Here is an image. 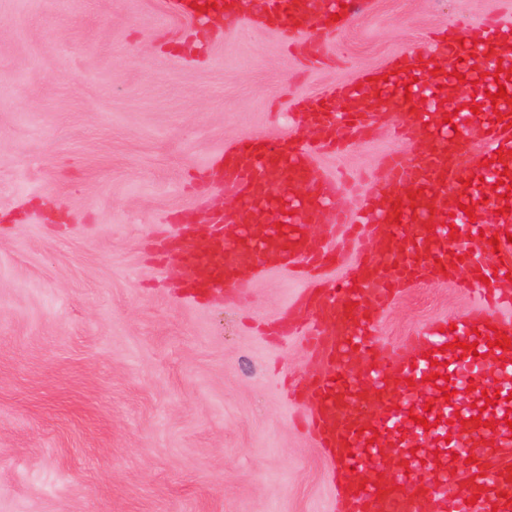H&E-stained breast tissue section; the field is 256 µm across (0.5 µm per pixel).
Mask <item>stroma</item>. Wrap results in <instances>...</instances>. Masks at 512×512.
I'll return each instance as SVG.
<instances>
[{
  "mask_svg": "<svg viewBox=\"0 0 512 512\" xmlns=\"http://www.w3.org/2000/svg\"><path fill=\"white\" fill-rule=\"evenodd\" d=\"M511 7L372 0L318 31L308 68L278 32L170 17L165 0H0V512H330L329 464L285 385L307 346L268 334L312 275L195 299L153 242L177 235L173 214L232 207L207 178L226 144L308 142L304 99ZM393 145L377 124L314 165L364 180ZM470 301L451 282L406 289L379 334Z\"/></svg>",
  "mask_w": 512,
  "mask_h": 512,
  "instance_id": "1",
  "label": "stroma"
}]
</instances>
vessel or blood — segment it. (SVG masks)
<instances>
[{
  "label": "vessel or blood",
  "mask_w": 512,
  "mask_h": 512,
  "mask_svg": "<svg viewBox=\"0 0 512 512\" xmlns=\"http://www.w3.org/2000/svg\"><path fill=\"white\" fill-rule=\"evenodd\" d=\"M368 0H264V25L306 37L311 57L323 46L310 27L346 26ZM474 52L501 61L481 86L497 94L495 112L482 119L449 114L456 98L450 71L465 72L458 53L444 51L445 73L411 51L395 59L389 80L361 78L337 86L309 118L320 136L314 148L246 138L214 160L224 193L241 213L216 216L208 244L198 250L191 229L175 247L194 295L247 294L269 264L281 270L320 269L332 251L310 224L343 227L365 238L364 255L347 260L344 276L326 293L310 290L289 305L279 334L305 336L312 359L294 394L300 426L314 434L337 481L333 512H512V212L487 178L512 171V20L491 17L472 28ZM417 83H409V67ZM409 92L417 111L392 130L403 143L388 155L383 180L373 182L360 207L342 208L345 185L317 174L312 150L341 153L345 143L378 121L377 92ZM398 183L404 196L392 195ZM473 214H466V207ZM498 245H491V238ZM467 268L475 300L463 314L426 326L402 342H381L377 322L405 289ZM505 337L508 348L496 347ZM475 344L462 351L461 343ZM483 372L478 389L458 390L456 376L470 365ZM436 386L421 396L422 380ZM452 389L444 398L443 389ZM424 416L425 424L414 423ZM474 448L468 469L453 455ZM406 460L401 475L396 459ZM376 472L362 478L366 465Z\"/></svg>",
  "instance_id": "vessel-or-blood-1"
}]
</instances>
